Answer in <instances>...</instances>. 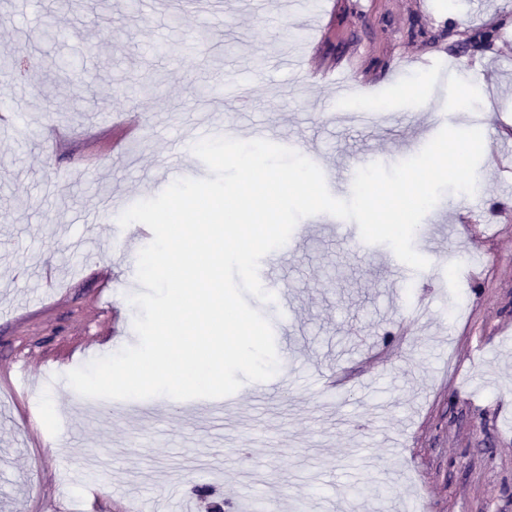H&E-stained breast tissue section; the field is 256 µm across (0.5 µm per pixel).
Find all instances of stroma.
I'll list each match as a JSON object with an SVG mask.
<instances>
[{
	"mask_svg": "<svg viewBox=\"0 0 512 512\" xmlns=\"http://www.w3.org/2000/svg\"><path fill=\"white\" fill-rule=\"evenodd\" d=\"M33 9L57 39L42 40ZM213 21L170 0H0V49L15 59L0 94L25 108L0 129V369L25 361L47 375L15 400L0 381V512H212L249 495L295 512L310 483L305 512L366 486L384 495L360 499L362 512H412L417 496L426 512H512V183L499 178L512 161L493 152L512 131V0H225ZM486 24L491 44L466 45ZM158 37L190 57L149 53ZM292 52L300 70L279 68ZM62 58L76 68L58 77ZM334 63L343 98L318 77ZM226 74L239 91L194 95ZM363 93L384 106L369 131L346 120ZM440 109L453 128H480L485 149L477 192L436 205L469 228L414 233L418 253L439 251L426 269L400 276L356 251V222L321 214L271 263L288 307L252 302L278 358L296 363L244 383L237 408L157 396L138 413L72 389L68 372L134 333L136 308L102 279L140 251L114 248L118 217L170 185L162 158L199 165V113L235 119L245 141L267 126L340 174L413 157ZM420 302L430 315L407 334Z\"/></svg>",
	"mask_w": 512,
	"mask_h": 512,
	"instance_id": "stroma-1",
	"label": "stroma"
}]
</instances>
